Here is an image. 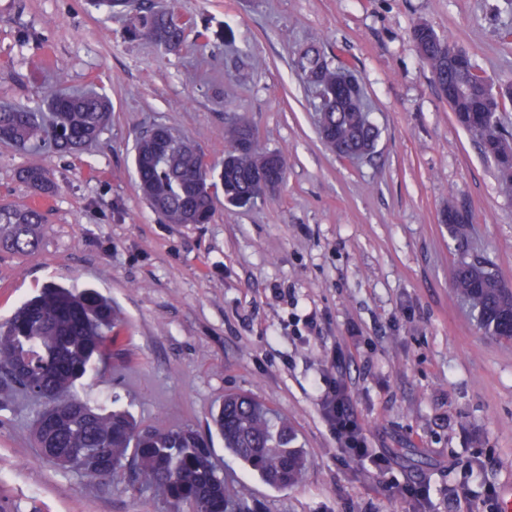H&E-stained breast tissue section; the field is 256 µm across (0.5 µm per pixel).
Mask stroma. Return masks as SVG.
I'll return each instance as SVG.
<instances>
[{
  "label": "stroma",
  "instance_id": "35a3bbf8",
  "mask_svg": "<svg viewBox=\"0 0 512 512\" xmlns=\"http://www.w3.org/2000/svg\"><path fill=\"white\" fill-rule=\"evenodd\" d=\"M207 26L180 52L131 39L105 0H0V103L104 89L112 120L95 146L43 158V192L15 179L24 152L0 143V203L43 195L29 255L0 254V319L43 285L86 284L112 300L111 367L82 392L143 424L207 432L224 395L287 419L306 468L266 485L212 436L236 512H501L512 491V342L484 335L452 290L456 242L442 214L467 209L469 246L512 286V192L457 124L411 39L417 23L467 49L494 87L512 84L505 0H178ZM351 66L380 128L372 158L336 157L301 76L311 44ZM254 126L285 183L255 205L218 203L208 224H166L134 175L140 133L163 125L219 161L224 128ZM315 329H307V319ZM342 359L332 362L333 351ZM344 380L369 448L345 460L322 416ZM38 410L0 407V512H171L122 479L92 483L44 458ZM423 485L426 500L401 496Z\"/></svg>",
  "mask_w": 512,
  "mask_h": 512
}]
</instances>
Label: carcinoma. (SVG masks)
<instances>
[{"mask_svg": "<svg viewBox=\"0 0 512 512\" xmlns=\"http://www.w3.org/2000/svg\"><path fill=\"white\" fill-rule=\"evenodd\" d=\"M111 7L131 12L129 35L150 41L168 52L180 50L186 27L178 24L175 0L155 10L146 0H110ZM411 38L434 82H454L466 93L454 105L458 124L477 137L495 165L502 187H512V133L497 112L512 103V86L489 96L492 84L479 72L470 53L441 39L426 23L415 25ZM305 82L318 93V133L345 159L375 152L378 127L364 109V90L351 69L332 65L324 51L311 45L300 64ZM47 111L26 104L0 107V143L26 150L33 160L18 180L33 188L46 185V170L37 158L50 152L74 153L98 140L112 119L105 94L53 92L44 99ZM230 149L215 169L188 137L167 127L142 135L135 145L137 183L151 208L167 224H207L219 192L230 204L246 206L276 189L262 183L271 164L285 169L283 155L259 149L252 127L235 122L226 127ZM448 202L444 215L457 232L458 248L466 244L464 227L471 218L458 217ZM41 209L0 205V249L16 253L38 246L44 223ZM456 297L484 333L512 340V288L485 261L461 262L453 276ZM112 301L92 288L78 290L43 286L13 316L0 322V393L20 392L41 403L34 424L37 443L52 448L49 459L74 470L90 482L127 475L128 488L141 493L165 490L166 500L192 512H229L233 497L212 461L210 442L190 426L144 427L126 409H106L78 393L81 379L112 358ZM224 447L267 485L286 488L305 468L303 452L293 446L288 424H275L253 397L232 394L213 415ZM90 449L75 466L72 451Z\"/></svg>", "mask_w": 512, "mask_h": 512, "instance_id": "carcinoma-1", "label": "carcinoma"}]
</instances>
